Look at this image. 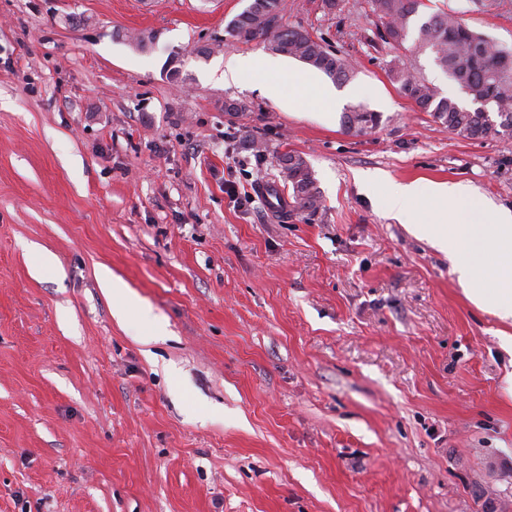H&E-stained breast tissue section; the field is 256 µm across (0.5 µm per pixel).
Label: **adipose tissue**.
I'll list each match as a JSON object with an SVG mask.
<instances>
[{
	"mask_svg": "<svg viewBox=\"0 0 512 512\" xmlns=\"http://www.w3.org/2000/svg\"><path fill=\"white\" fill-rule=\"evenodd\" d=\"M245 73L251 74L255 82L272 98L278 97L283 83H291L294 87L293 109L315 108L327 122L335 121L346 96L356 97L362 93L361 88L355 87L351 89L349 95H342L315 71L289 70L284 68L278 59H258L250 55L238 57L228 63L223 77L225 82L235 83Z\"/></svg>",
	"mask_w": 512,
	"mask_h": 512,
	"instance_id": "1",
	"label": "adipose tissue"
}]
</instances>
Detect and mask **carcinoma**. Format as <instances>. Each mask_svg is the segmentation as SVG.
<instances>
[{"label": "carcinoma", "mask_w": 512, "mask_h": 512, "mask_svg": "<svg viewBox=\"0 0 512 512\" xmlns=\"http://www.w3.org/2000/svg\"><path fill=\"white\" fill-rule=\"evenodd\" d=\"M368 5L382 25L384 39L399 46L405 43L411 24L424 7L422 0H368ZM281 12V0H251L227 23L226 31L239 41L261 39L266 45L286 36L291 57L337 81L352 76L348 61L328 51L323 40L300 27L282 25ZM413 49L430 53L436 65L469 97L492 98L499 109L496 114L482 112L439 96L433 87L411 74L397 56L390 62L389 76L420 111L429 113L433 121L463 138H512V66L502 67L503 59L512 60V50L497 46L456 15L443 10L431 13L418 25ZM376 123L377 116L372 112L347 116L349 127L360 131ZM280 162L288 181V206L303 214H315L322 206V196L307 161L298 154L287 153Z\"/></svg>", "instance_id": "carcinoma-1"}]
</instances>
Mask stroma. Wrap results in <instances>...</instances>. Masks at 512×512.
Instances as JSON below:
<instances>
[{"label":"stroma","mask_w":512,"mask_h":512,"mask_svg":"<svg viewBox=\"0 0 512 512\" xmlns=\"http://www.w3.org/2000/svg\"><path fill=\"white\" fill-rule=\"evenodd\" d=\"M249 2L0 0V512H482L477 482L512 502L501 324L357 181L460 183L512 209V139L419 111L395 56L471 100L378 38L366 0H283L281 22L351 63L366 93L344 111L375 128L290 111L289 84H224L227 61L266 54L226 32ZM425 2L512 49V0ZM289 152L315 215L259 195ZM103 266L137 299L123 319ZM157 317L168 337L141 344Z\"/></svg>","instance_id":"1"}]
</instances>
